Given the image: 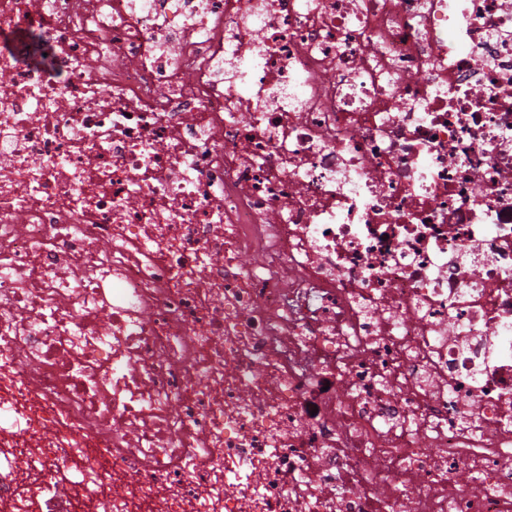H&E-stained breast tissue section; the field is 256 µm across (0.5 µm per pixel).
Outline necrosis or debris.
I'll return each instance as SVG.
<instances>
[{
  "label": "necrosis or debris",
  "instance_id": "necrosis-or-debris-1",
  "mask_svg": "<svg viewBox=\"0 0 512 512\" xmlns=\"http://www.w3.org/2000/svg\"><path fill=\"white\" fill-rule=\"evenodd\" d=\"M0 36V512H512V0Z\"/></svg>",
  "mask_w": 512,
  "mask_h": 512
}]
</instances>
